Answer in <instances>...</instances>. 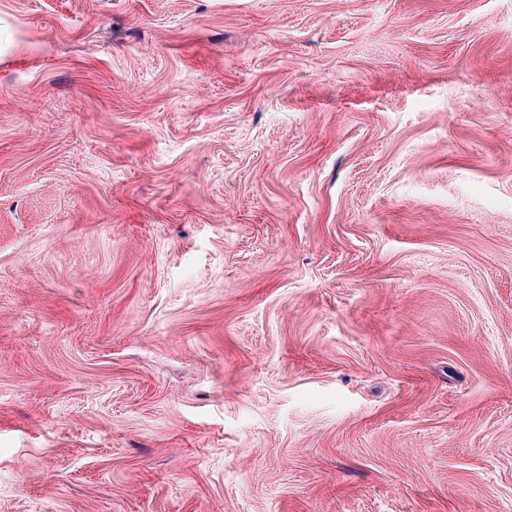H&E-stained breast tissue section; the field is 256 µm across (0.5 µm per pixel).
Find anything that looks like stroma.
<instances>
[{"label": "stroma", "instance_id": "stroma-1", "mask_svg": "<svg viewBox=\"0 0 512 512\" xmlns=\"http://www.w3.org/2000/svg\"><path fill=\"white\" fill-rule=\"evenodd\" d=\"M0 512H512V0H0Z\"/></svg>", "mask_w": 512, "mask_h": 512}]
</instances>
